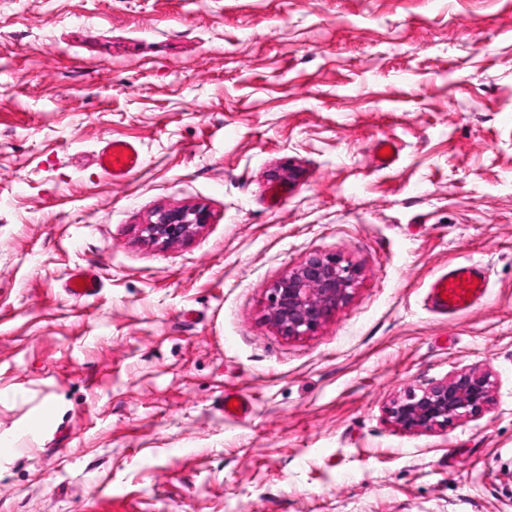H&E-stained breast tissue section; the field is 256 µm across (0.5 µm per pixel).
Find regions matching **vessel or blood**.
<instances>
[{
  "label": "vessel or blood",
  "mask_w": 512,
  "mask_h": 512,
  "mask_svg": "<svg viewBox=\"0 0 512 512\" xmlns=\"http://www.w3.org/2000/svg\"><path fill=\"white\" fill-rule=\"evenodd\" d=\"M143 163L140 148L124 139H110L96 156L97 166L112 181L120 182L138 170ZM99 276L88 269L73 270L64 286L65 293L75 300H87L99 295ZM488 292V281L480 265L458 263L438 273L430 282L426 301L431 311L452 316L472 308Z\"/></svg>",
  "instance_id": "1"
}]
</instances>
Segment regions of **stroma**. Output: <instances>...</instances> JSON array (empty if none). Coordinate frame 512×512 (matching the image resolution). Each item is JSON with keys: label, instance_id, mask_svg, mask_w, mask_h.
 Instances as JSON below:
<instances>
[{"label": "stroma", "instance_id": "stroma-1", "mask_svg": "<svg viewBox=\"0 0 512 512\" xmlns=\"http://www.w3.org/2000/svg\"><path fill=\"white\" fill-rule=\"evenodd\" d=\"M312 253L357 282L281 335ZM468 259L485 299L431 312ZM472 369L481 412L389 418ZM1 446L0 512H512V0H0ZM142 163L140 148L124 139L106 141L96 156L97 166L114 182L123 181L138 170ZM204 220L200 210L165 212L152 224L144 225L142 233L153 242H175L187 237L193 226L203 224ZM335 255L309 254L269 288L267 315L281 335L318 329L349 296L357 271ZM77 280L84 281V285H77ZM101 287V280L95 272L84 268H76L67 278L64 291L72 299L87 300L98 296Z\"/></svg>", "mask_w": 512, "mask_h": 512}]
</instances>
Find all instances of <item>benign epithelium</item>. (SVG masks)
Returning <instances> with one entry per match:
<instances>
[{"label":"benign epithelium","mask_w":512,"mask_h":512,"mask_svg":"<svg viewBox=\"0 0 512 512\" xmlns=\"http://www.w3.org/2000/svg\"><path fill=\"white\" fill-rule=\"evenodd\" d=\"M204 220L199 210L165 212L144 225L142 233L153 242H175ZM356 277V269L340 258L310 254L269 288L267 315L283 336L310 334L348 298ZM488 402L489 380L473 369L420 390L409 389L403 399L388 407V415L405 429L432 431L481 411Z\"/></svg>","instance_id":"benign-epithelium-1"}]
</instances>
